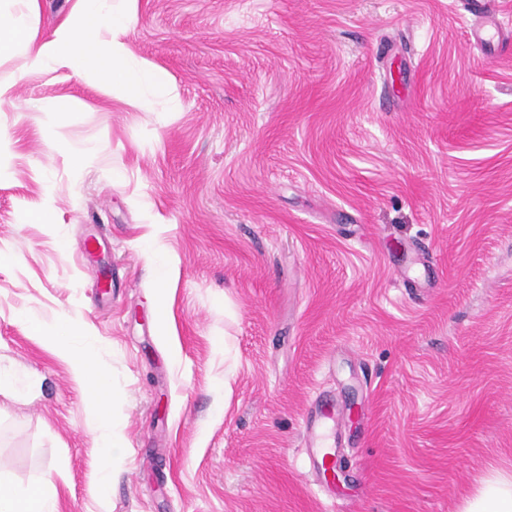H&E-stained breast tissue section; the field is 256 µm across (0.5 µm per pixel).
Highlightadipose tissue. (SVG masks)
<instances>
[{"label":"adipose tissue","mask_w":512,"mask_h":512,"mask_svg":"<svg viewBox=\"0 0 512 512\" xmlns=\"http://www.w3.org/2000/svg\"><path fill=\"white\" fill-rule=\"evenodd\" d=\"M135 2L76 0L71 18L42 39L35 27L39 0H0V58L20 54L36 70H70L114 98L151 111L156 98L173 93L174 84L154 64L132 61L126 38L137 23ZM43 341L85 382L86 401L101 415L95 432L103 450L97 487L105 489L120 443L106 419L114 399L111 384L105 374L92 371L96 339L86 333L56 334L44 336ZM0 512H57L56 495L41 477L25 485L5 482L0 484ZM461 512H512V474L492 471L483 476Z\"/></svg>","instance_id":"obj_1"}]
</instances>
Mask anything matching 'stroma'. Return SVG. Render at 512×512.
I'll return each mask as SVG.
<instances>
[{
	"mask_svg": "<svg viewBox=\"0 0 512 512\" xmlns=\"http://www.w3.org/2000/svg\"><path fill=\"white\" fill-rule=\"evenodd\" d=\"M136 12L177 101L61 71L0 104V369L26 387L0 475H47L58 512H459L512 472V37L469 42L461 0ZM65 315L114 391L102 494L85 386L35 331ZM321 393L365 412L332 496Z\"/></svg>",
	"mask_w": 512,
	"mask_h": 512,
	"instance_id": "obj_1",
	"label": "stroma"
}]
</instances>
